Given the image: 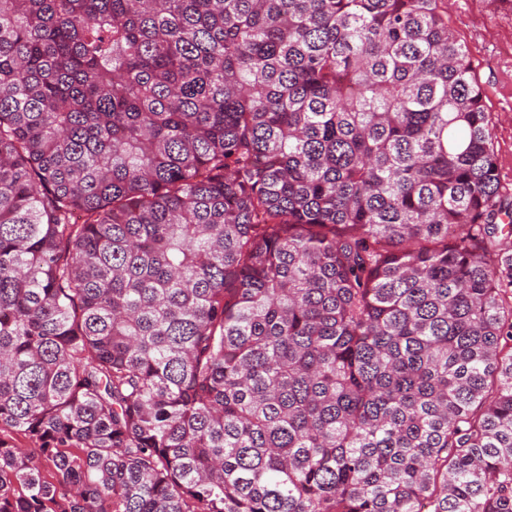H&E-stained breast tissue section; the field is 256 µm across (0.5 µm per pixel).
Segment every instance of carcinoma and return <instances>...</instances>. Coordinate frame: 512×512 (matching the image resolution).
<instances>
[{
    "instance_id": "cac0c4a2",
    "label": "carcinoma",
    "mask_w": 512,
    "mask_h": 512,
    "mask_svg": "<svg viewBox=\"0 0 512 512\" xmlns=\"http://www.w3.org/2000/svg\"><path fill=\"white\" fill-rule=\"evenodd\" d=\"M485 98L448 0H0V512H512Z\"/></svg>"
}]
</instances>
